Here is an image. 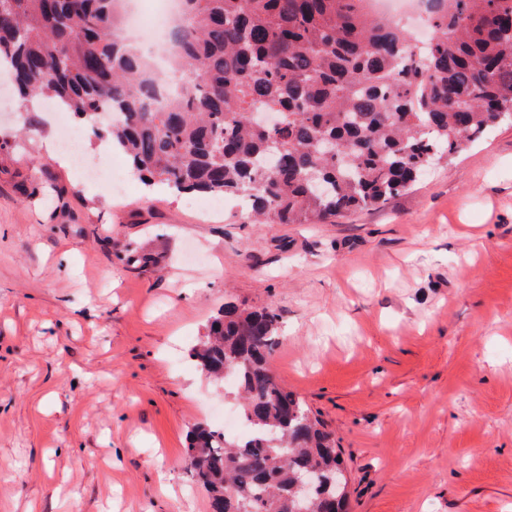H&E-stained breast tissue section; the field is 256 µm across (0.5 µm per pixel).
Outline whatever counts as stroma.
<instances>
[{"mask_svg": "<svg viewBox=\"0 0 512 512\" xmlns=\"http://www.w3.org/2000/svg\"><path fill=\"white\" fill-rule=\"evenodd\" d=\"M58 138L0 82V512H208L186 436L232 403L188 351L229 300L278 311L349 512H512V123L330 224L204 216L83 131L117 197ZM117 260L124 264L137 265L142 269H148L158 264V259L151 253L141 252L137 246L126 244L115 252Z\"/></svg>", "mask_w": 512, "mask_h": 512, "instance_id": "1", "label": "stroma"}]
</instances>
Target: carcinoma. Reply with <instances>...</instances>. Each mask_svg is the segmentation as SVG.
Masks as SVG:
<instances>
[{
	"label": "carcinoma",
	"instance_id": "cac0c4a2",
	"mask_svg": "<svg viewBox=\"0 0 512 512\" xmlns=\"http://www.w3.org/2000/svg\"><path fill=\"white\" fill-rule=\"evenodd\" d=\"M363 0H182L174 68L185 92L159 98L120 36L121 0H0V65L25 101L40 97L101 131L147 186L246 202L254 224H325L386 204L512 112V0H437L418 45ZM255 112H277L261 127ZM117 260L158 259L132 244ZM271 306L227 301L188 357L231 378L250 434L197 425L185 468L209 512H284L306 474L307 512H348L336 440L271 367Z\"/></svg>",
	"mask_w": 512,
	"mask_h": 512
}]
</instances>
